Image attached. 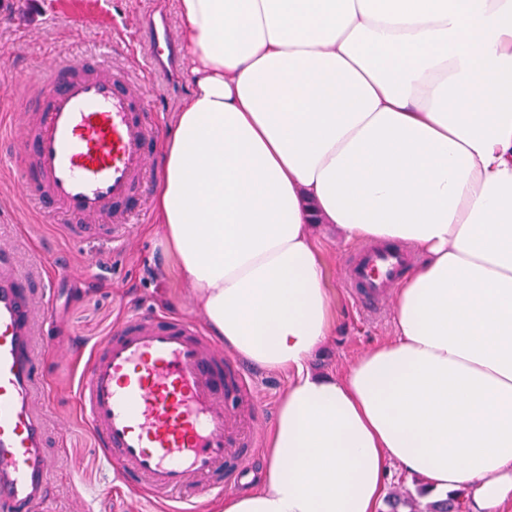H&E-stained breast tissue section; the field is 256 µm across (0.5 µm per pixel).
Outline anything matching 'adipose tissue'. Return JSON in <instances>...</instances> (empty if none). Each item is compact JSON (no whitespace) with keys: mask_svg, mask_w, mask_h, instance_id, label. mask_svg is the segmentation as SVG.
I'll list each match as a JSON object with an SVG mask.
<instances>
[{"mask_svg":"<svg viewBox=\"0 0 512 512\" xmlns=\"http://www.w3.org/2000/svg\"><path fill=\"white\" fill-rule=\"evenodd\" d=\"M192 93L161 144L167 256L225 349L288 386L217 512H378L392 466L512 512V0H178ZM404 242L388 339L310 361L314 223Z\"/></svg>","mask_w":512,"mask_h":512,"instance_id":"adipose-tissue-1","label":"adipose tissue"}]
</instances>
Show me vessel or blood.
<instances>
[{
	"label": "vessel or blood",
	"mask_w": 512,
	"mask_h": 512,
	"mask_svg": "<svg viewBox=\"0 0 512 512\" xmlns=\"http://www.w3.org/2000/svg\"><path fill=\"white\" fill-rule=\"evenodd\" d=\"M128 72L97 51L52 61L19 104L13 153H25V197L63 213L65 237L125 244L123 216L145 194L156 126ZM114 223H106V216ZM411 257L368 244L345 285L376 312ZM35 308L13 251L0 246V512H35L47 498L46 431L32 402ZM77 395L115 476L146 486L164 512H199L223 495L257 446L246 426L248 379L226 368L223 347L184 315L129 312L93 351Z\"/></svg>",
	"instance_id": "vessel-or-blood-1"
}]
</instances>
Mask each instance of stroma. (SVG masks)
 <instances>
[{"label": "stroma", "mask_w": 512, "mask_h": 512, "mask_svg": "<svg viewBox=\"0 0 512 512\" xmlns=\"http://www.w3.org/2000/svg\"><path fill=\"white\" fill-rule=\"evenodd\" d=\"M154 9L164 12L177 39H184L177 0H0V114L12 112L49 59L71 60L104 46L135 83H146L147 110L159 125V139L168 135L192 86L175 90L173 71L147 68L145 15ZM159 139L152 142L151 154H158ZM18 185L15 160L1 161L0 243L13 249L21 273L35 289L55 291L49 309L54 335L36 338L39 382L33 395L50 437L44 450L49 464L46 512H155L144 487L117 485L79 412L76 389L93 347L130 310L156 306L202 318L189 289L167 267L163 227L156 222L153 201L157 175H148V197L133 222L128 247L112 249L67 240L60 220L40 214ZM316 233L338 323L313 355L312 365L338 375L389 337L393 309L384 305L378 319L363 314L343 280L355 245L343 243L325 224ZM64 263L79 265V272L58 274L57 266ZM247 371L254 398L250 422L266 435L275 423L287 378L252 365Z\"/></svg>", "instance_id": "obj_1"}]
</instances>
